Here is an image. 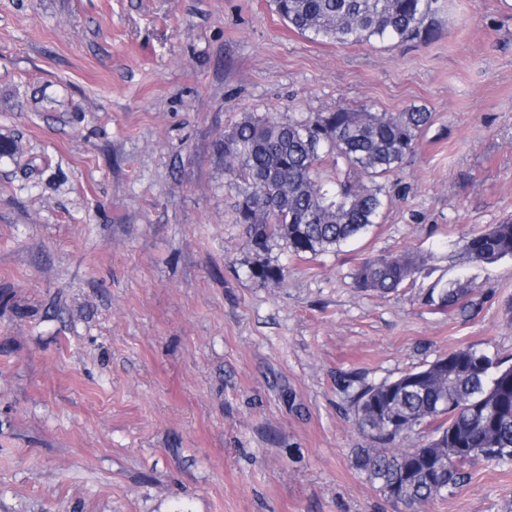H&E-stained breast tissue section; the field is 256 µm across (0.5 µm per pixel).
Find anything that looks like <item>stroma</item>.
Instances as JSON below:
<instances>
[{"mask_svg": "<svg viewBox=\"0 0 512 512\" xmlns=\"http://www.w3.org/2000/svg\"><path fill=\"white\" fill-rule=\"evenodd\" d=\"M429 43L340 45L268 0H0V512H406L355 466L348 381L464 346L512 358V0H441ZM432 114L377 224L255 248L216 159L247 113ZM425 271L382 297L368 256ZM284 267L277 285L253 278ZM472 280L476 314L435 285ZM421 512H512L481 458ZM461 242L462 252L470 262L486 265L512 258V219L471 232Z\"/></svg>", "mask_w": 512, "mask_h": 512, "instance_id": "obj_1", "label": "stroma"}]
</instances>
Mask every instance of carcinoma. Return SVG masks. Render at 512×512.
I'll list each match as a JSON object with an SVG mask.
<instances>
[{"instance_id": "carcinoma-1", "label": "carcinoma", "mask_w": 512, "mask_h": 512, "mask_svg": "<svg viewBox=\"0 0 512 512\" xmlns=\"http://www.w3.org/2000/svg\"><path fill=\"white\" fill-rule=\"evenodd\" d=\"M439 0H272L288 28L314 41L373 40L401 46L426 42L439 25ZM431 113L420 107L372 112L338 107L300 112L286 120L248 115L224 132V174L238 182L236 223L259 248L281 238L295 255H317L364 233L383 205L378 179L397 172L416 151ZM329 166L334 179L320 169ZM466 258L492 264L512 258V219L462 238ZM425 265L413 252L365 259L355 273L363 291H396ZM253 277L278 284L284 269L261 264ZM472 281L456 279L438 290V306L474 313ZM354 423L372 445L356 455L357 469L381 493L394 487L405 503L421 507L451 492L475 457L512 462V364L461 347L419 370L351 396ZM444 419L431 442L395 452L387 445L430 419Z\"/></svg>"}]
</instances>
